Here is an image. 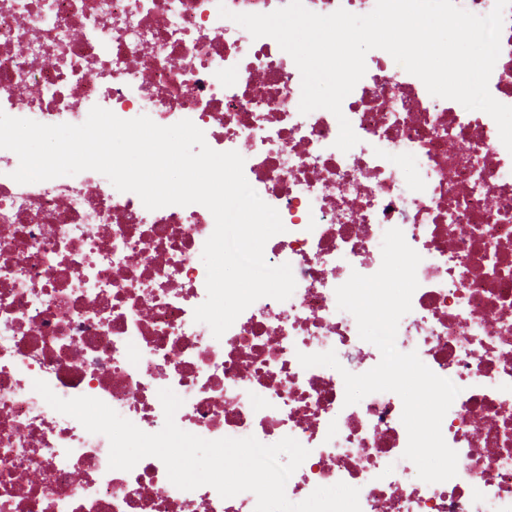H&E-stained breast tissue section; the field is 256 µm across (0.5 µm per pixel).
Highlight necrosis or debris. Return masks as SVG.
Returning a JSON list of instances; mask_svg holds the SVG:
<instances>
[{"mask_svg":"<svg viewBox=\"0 0 512 512\" xmlns=\"http://www.w3.org/2000/svg\"><path fill=\"white\" fill-rule=\"evenodd\" d=\"M287 0H0V111L83 123L93 106L170 126L191 120L244 174L285 227L265 246L290 264L284 301L265 297L214 339L194 310L196 259L215 222L204 206L148 210L95 171L20 184L0 149V512H254L243 492L186 491L149 456L109 469V441L51 408L90 396L147 433L164 425L160 389L183 400L179 428L207 440L286 436L310 454L288 499L337 482L361 512H512V153L485 112L431 96L385 51L342 110L359 142L335 148L337 118L301 114V74L270 37L220 8L269 13ZM489 80L512 106V7ZM418 175L405 183V158ZM421 257L399 351L417 352L460 392L442 422L457 474L416 479L392 392L345 405L344 381L299 354L335 351L358 372L379 350L338 310L351 273H376L386 230Z\"/></svg>","mask_w":512,"mask_h":512,"instance_id":"necrosis-or-debris-1","label":"necrosis or debris"}]
</instances>
